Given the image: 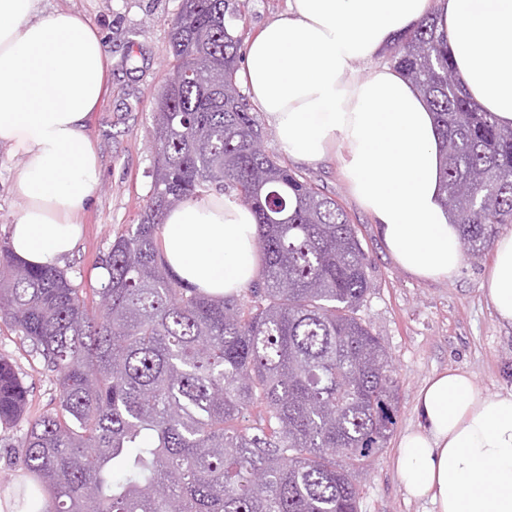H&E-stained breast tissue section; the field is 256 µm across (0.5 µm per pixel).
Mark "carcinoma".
<instances>
[{
  "instance_id": "cac0c4a2",
  "label": "carcinoma",
  "mask_w": 512,
  "mask_h": 512,
  "mask_svg": "<svg viewBox=\"0 0 512 512\" xmlns=\"http://www.w3.org/2000/svg\"><path fill=\"white\" fill-rule=\"evenodd\" d=\"M239 0H181L154 115L153 170L138 223L112 240L93 293L0 240V320L52 374L50 412L0 357V426L30 477L32 512H359L355 474L397 424L390 357L356 317L367 257L342 204L274 150L240 90ZM393 68L435 114L442 201L465 256L512 224V128L455 81L423 18ZM256 218L258 278L213 299L158 247L165 214L214 190Z\"/></svg>"
}]
</instances>
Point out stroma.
<instances>
[{"instance_id": "obj_1", "label": "stroma", "mask_w": 512, "mask_h": 512, "mask_svg": "<svg viewBox=\"0 0 512 512\" xmlns=\"http://www.w3.org/2000/svg\"><path fill=\"white\" fill-rule=\"evenodd\" d=\"M180 0H43L46 10L68 8L99 29L109 55V92L93 112L89 136L101 164L93 204L82 216L83 235L64 263L82 287L99 285V259L115 234L136 223L146 204L153 157L150 132L154 100L169 67L170 21ZM19 156L0 147V235L8 236L22 208L11 195ZM347 211L367 256L369 291L359 317L392 356L398 382V416L385 448L356 476L361 512H432L429 503L408 499L393 460L401 434L417 424L415 397L434 372L461 368L477 387L494 394L512 386V328L501 327L480 289L489 257L464 261L450 280L418 279L391 258L372 217L351 196L337 154L316 164L292 162ZM0 355L10 358L30 387L29 414L51 407L49 374L32 361L18 336L0 324Z\"/></svg>"}]
</instances>
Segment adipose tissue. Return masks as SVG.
Returning a JSON list of instances; mask_svg holds the SVG:
<instances>
[{"mask_svg":"<svg viewBox=\"0 0 512 512\" xmlns=\"http://www.w3.org/2000/svg\"><path fill=\"white\" fill-rule=\"evenodd\" d=\"M40 3L0 0V145L22 158L11 191L25 202L9 239L34 267L61 264L82 235L77 217L101 176L88 120L107 60L95 27ZM428 14L458 80L512 127V0H288L285 15L246 39L238 76L288 157L315 164L341 148L348 188L398 266L449 280L464 256L440 201L434 116L397 71L356 76ZM159 248L181 280L210 296L240 293L256 277L255 217L232 195L167 212ZM481 287L498 323L512 328V232L496 239ZM416 411L394 459L405 493L433 512H512V388L486 394L471 373L448 368L419 389Z\"/></svg>","mask_w":512,"mask_h":512,"instance_id":"1","label":"adipose tissue"}]
</instances>
